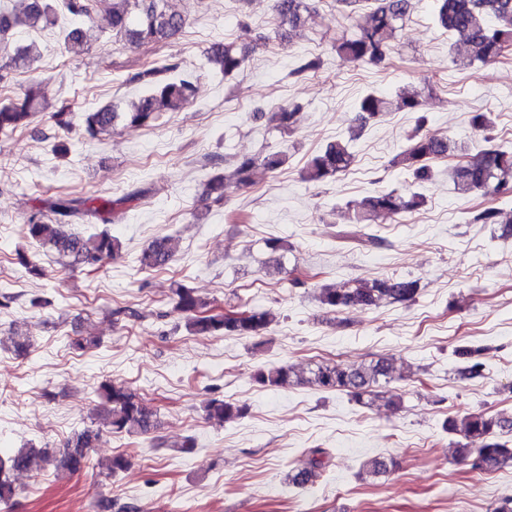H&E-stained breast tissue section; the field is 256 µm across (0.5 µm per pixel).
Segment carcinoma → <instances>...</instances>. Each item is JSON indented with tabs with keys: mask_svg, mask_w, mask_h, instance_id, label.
Wrapping results in <instances>:
<instances>
[{
	"mask_svg": "<svg viewBox=\"0 0 512 512\" xmlns=\"http://www.w3.org/2000/svg\"><path fill=\"white\" fill-rule=\"evenodd\" d=\"M434 22L463 43L469 63L486 64L498 60L512 49V0H435ZM412 0H376L375 8L367 15L359 31L343 36L332 44L336 55L355 63H377L391 50L396 32L410 14ZM64 9L79 27L62 30L68 52L84 54L90 43L101 37L87 22L99 14L108 18L112 36L132 42L156 43L175 37L184 27V15L177 9L176 0H64ZM309 9L306 0H274V10L281 22L288 25V35L297 34L305 25L304 13ZM58 13L55 0H28L22 15L0 11V82L6 80L12 68L29 69L36 61L33 46H15L11 41L18 26L43 29L55 26ZM252 47L216 43L208 53L210 62L229 76L245 69ZM179 63L168 60L160 66L151 64L137 72L132 80L144 85L145 90L132 105L120 112L112 104L89 112L85 118L86 132L95 136L123 122L129 128L149 125L164 112H177L190 104L195 86L177 76ZM41 83H32L23 99L0 105V135L10 136L29 124L38 111ZM399 107L408 112H419L423 107L421 93L406 86L397 93ZM388 100L375 91L362 95L356 104L360 119L377 121L387 111ZM300 107H281L265 113L270 127L279 132L291 130L297 123ZM448 141L432 133H415L406 148L392 160L411 179L415 190L407 195L395 190H378L360 203L355 220L359 224H384L399 214L415 210L425 203L420 188L431 180L430 162L448 155ZM288 162L285 151L264 156H242L235 159L229 175H216L206 183V195L217 201L224 199L231 187L244 188L254 184L256 169L268 172L281 169ZM354 154L348 143L328 144L307 162L302 173L306 182H325L348 170ZM455 188L461 193H475L491 200H512V148L490 144L473 156L459 161L453 169ZM146 189L132 190L118 198L96 204V199L75 195L56 194L39 201L23 225L25 235L42 247H47L65 259L70 266L95 270L100 262L118 254L121 242L106 231L87 237L68 232L64 226L71 222L111 224L146 195ZM501 211L485 206L471 211L470 224H498ZM177 249L174 238L154 240L142 251L138 262L144 270H162L171 262ZM420 291L419 280L409 277H390L364 281L349 279L325 284L319 288L318 299L329 311L340 313L349 308H371L381 303H408ZM177 307L186 315V326L198 336L262 337L270 329L274 318L260 308L241 306L242 318H233L216 310L213 304L194 294L183 285L174 290ZM482 348L457 351L464 359L461 373L479 376L483 371L480 361ZM394 379L393 369L385 358L372 359L356 367L322 364L309 375L282 364L261 367L255 380L264 386L284 387L309 384L323 390H344L363 405L383 402L397 410L400 404L381 391L384 384ZM98 404L97 418L115 434L149 435L159 426L158 409L150 406L137 392L123 383L105 380L95 388ZM208 419L222 426L248 414V406L233 399H214L206 407ZM444 429L454 436L452 453L456 460L468 462L474 470L490 472L512 464V443L504 436L512 434V415L483 412L450 417ZM97 430L84 428L73 433L63 448H22L0 458V506L7 509L16 494L11 475L39 473L56 463L72 472H80L92 463V448ZM328 453L324 448H311L299 459L290 476L293 485L305 487L323 476L328 467ZM129 459L119 452L105 464L112 477L127 469ZM392 460L380 457L369 459L363 470L371 477L385 474Z\"/></svg>",
	"mask_w": 512,
	"mask_h": 512,
	"instance_id": "1",
	"label": "carcinoma"
}]
</instances>
